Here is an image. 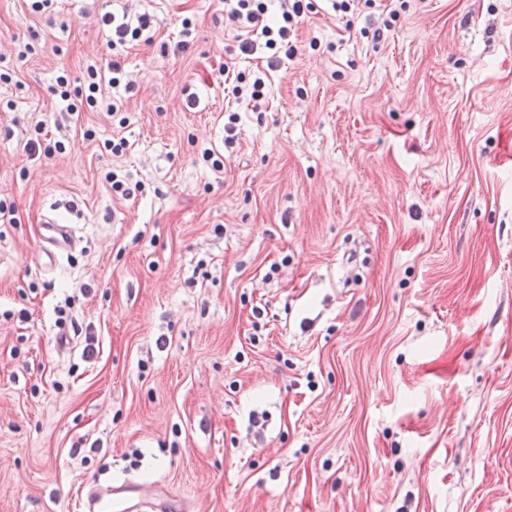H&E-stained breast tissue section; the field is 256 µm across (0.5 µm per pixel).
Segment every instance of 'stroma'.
<instances>
[{
  "label": "stroma",
  "mask_w": 512,
  "mask_h": 512,
  "mask_svg": "<svg viewBox=\"0 0 512 512\" xmlns=\"http://www.w3.org/2000/svg\"><path fill=\"white\" fill-rule=\"evenodd\" d=\"M107 12L151 20L103 90L123 125L53 93ZM296 35L271 68L222 0H0V512L123 480L190 512H512V0H318ZM38 125L64 151L30 155ZM230 69H224V84L230 78L232 86V93L235 97L240 98L242 96L249 97L255 102L261 101L266 93L265 81L261 77H255L251 81H246L245 72H237L231 74ZM42 237L53 246L54 249H50L51 253H54L55 250H66L73 244L71 227L68 224H58L52 218L42 224Z\"/></svg>",
  "instance_id": "1"
}]
</instances>
